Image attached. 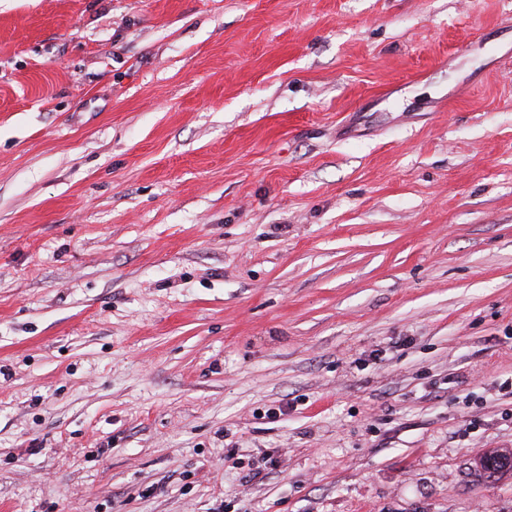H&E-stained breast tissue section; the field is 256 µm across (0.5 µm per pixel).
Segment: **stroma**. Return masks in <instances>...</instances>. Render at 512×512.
<instances>
[{"label":"stroma","mask_w":512,"mask_h":512,"mask_svg":"<svg viewBox=\"0 0 512 512\" xmlns=\"http://www.w3.org/2000/svg\"><path fill=\"white\" fill-rule=\"evenodd\" d=\"M512 0H0V512H512Z\"/></svg>","instance_id":"1"}]
</instances>
